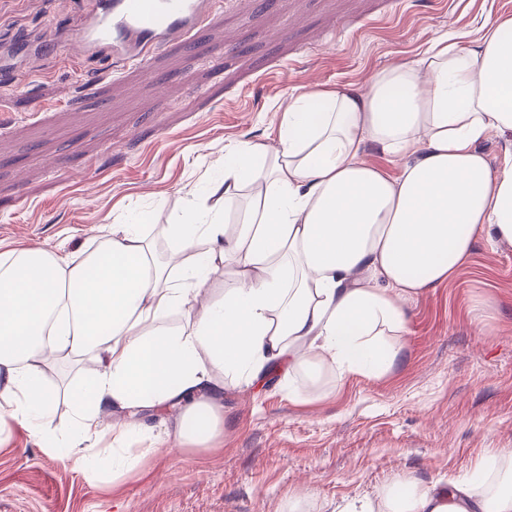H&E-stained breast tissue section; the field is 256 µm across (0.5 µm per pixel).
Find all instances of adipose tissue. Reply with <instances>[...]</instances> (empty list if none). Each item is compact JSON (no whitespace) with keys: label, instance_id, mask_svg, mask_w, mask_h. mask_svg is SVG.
Masks as SVG:
<instances>
[{"label":"adipose tissue","instance_id":"obj_1","mask_svg":"<svg viewBox=\"0 0 512 512\" xmlns=\"http://www.w3.org/2000/svg\"><path fill=\"white\" fill-rule=\"evenodd\" d=\"M512 134V16L476 47L443 38L361 86L308 87L280 111L277 135L224 153L208 191L165 227L156 258L143 232L116 224L81 257L39 246L0 251V429L20 419L44 447L94 466L112 433L118 472L165 448L224 442L227 387L292 385L302 373L382 375L403 364L412 302L452 281L475 238L512 244V164L492 170L479 145ZM399 173L365 160L366 146ZM239 206L236 229L227 210ZM234 284L203 289L224 268ZM178 311L186 323L169 325ZM88 360L74 393L82 448L48 430L55 394L40 358ZM164 436L129 453L145 414ZM501 486L483 465L443 486L396 480L341 512H512V451H496Z\"/></svg>","mask_w":512,"mask_h":512}]
</instances>
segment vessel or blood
I'll return each mask as SVG.
<instances>
[{
	"label": "vessel or blood",
	"instance_id": "obj_1",
	"mask_svg": "<svg viewBox=\"0 0 512 512\" xmlns=\"http://www.w3.org/2000/svg\"><path fill=\"white\" fill-rule=\"evenodd\" d=\"M219 0H100L75 39L86 51L107 47L115 63H144L207 22Z\"/></svg>",
	"mask_w": 512,
	"mask_h": 512
}]
</instances>
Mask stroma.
<instances>
[{"label":"stroma","mask_w":512,"mask_h":512,"mask_svg":"<svg viewBox=\"0 0 512 512\" xmlns=\"http://www.w3.org/2000/svg\"><path fill=\"white\" fill-rule=\"evenodd\" d=\"M146 66L115 69L72 35L95 0H0V249L92 247L143 211L149 239L220 177L224 149L273 136L309 82L362 84L443 36L463 42L512 0H223ZM404 364L337 382L278 377L224 394V448L151 456L113 476L61 460L18 423L0 432V512H336L398 478H465L512 449V245L479 237L455 281L409 311ZM89 365L45 361L51 426Z\"/></svg>","instance_id":"obj_1"}]
</instances>
